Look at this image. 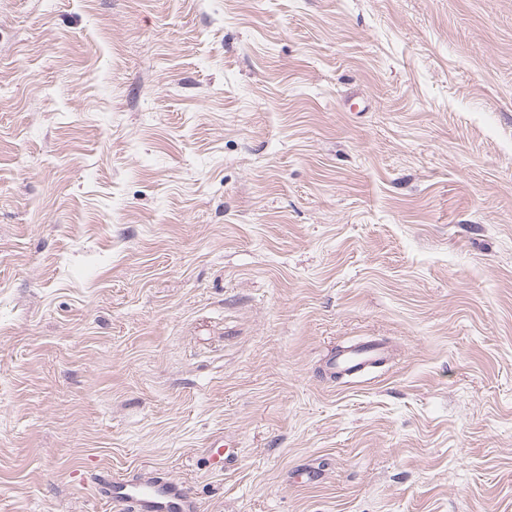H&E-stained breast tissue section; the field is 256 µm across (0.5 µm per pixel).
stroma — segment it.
<instances>
[{
  "label": "stroma",
  "instance_id": "obj_1",
  "mask_svg": "<svg viewBox=\"0 0 512 512\" xmlns=\"http://www.w3.org/2000/svg\"><path fill=\"white\" fill-rule=\"evenodd\" d=\"M143 464L512 512V0H0V512ZM390 357L387 346L369 342L350 346L338 352L331 363L333 375L344 378H356L365 375L371 369L382 365Z\"/></svg>",
  "mask_w": 512,
  "mask_h": 512
}]
</instances>
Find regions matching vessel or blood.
Masks as SVG:
<instances>
[{
  "label": "vessel or blood",
  "mask_w": 512,
  "mask_h": 512,
  "mask_svg": "<svg viewBox=\"0 0 512 512\" xmlns=\"http://www.w3.org/2000/svg\"><path fill=\"white\" fill-rule=\"evenodd\" d=\"M389 356L387 346L380 343L355 345L338 352L331 370L344 378H356L382 365ZM105 489L120 512H199L197 499L181 481L149 465L123 477L106 478Z\"/></svg>",
  "instance_id": "obj_1"
}]
</instances>
